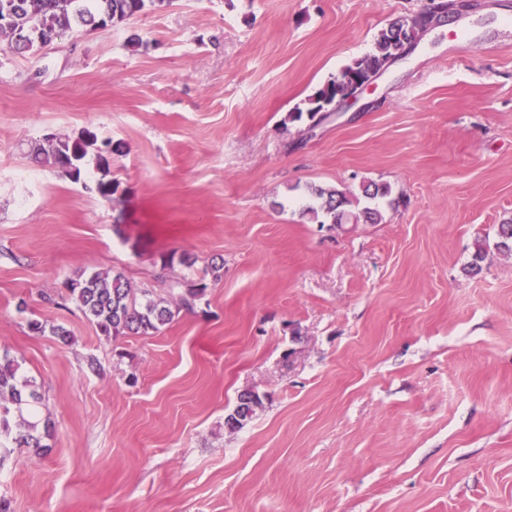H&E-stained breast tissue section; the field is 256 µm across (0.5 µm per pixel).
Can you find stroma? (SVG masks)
I'll return each mask as SVG.
<instances>
[{
    "label": "stroma",
    "mask_w": 512,
    "mask_h": 512,
    "mask_svg": "<svg viewBox=\"0 0 512 512\" xmlns=\"http://www.w3.org/2000/svg\"><path fill=\"white\" fill-rule=\"evenodd\" d=\"M468 2L308 137L287 113L425 0H170L0 45V351L53 426L0 468L11 512H512V254L467 272L512 220V0ZM82 128L117 202L31 157ZM371 182L380 223L303 213ZM214 259L150 335L105 339L64 297L94 271L166 297ZM245 389L262 410L225 428Z\"/></svg>",
    "instance_id": "stroma-1"
}]
</instances>
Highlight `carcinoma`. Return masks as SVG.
<instances>
[{
  "mask_svg": "<svg viewBox=\"0 0 512 512\" xmlns=\"http://www.w3.org/2000/svg\"><path fill=\"white\" fill-rule=\"evenodd\" d=\"M170 0H0V36L7 37L6 47L21 54H32L40 46L36 40L24 42L31 33L42 39L73 31L96 30L103 27V19L112 17V25L127 22ZM398 21L380 31L373 52L353 61L342 70L361 79L372 78L398 52L401 42L396 32ZM336 78H331L307 100L306 109L288 113L285 121H309L308 128L322 120V110L335 103ZM36 155L45 166L59 170L73 180L80 178L88 161H94L101 177L96 183L100 196L116 201L119 184L111 178L112 146L98 138L96 132L83 128L78 133L48 138L36 149ZM305 212L316 221L339 225L343 223L375 224L381 213L375 207H359V200L338 190L318 189ZM496 249L512 254V220L498 225ZM224 277V262L213 261L196 282L186 283L177 296L160 297L149 288L136 289L121 275L94 272L88 276L67 278L62 287L74 300L85 317L106 338L126 335H149L171 323L180 312L194 309L209 285ZM40 395L34 381L19 376L18 362L6 354L0 356V467L9 458L11 449L31 448L38 454L49 448L42 438L51 436V426L37 431L30 418L37 413Z\"/></svg>",
  "mask_w": 512,
  "mask_h": 512,
  "instance_id": "1",
  "label": "carcinoma"
}]
</instances>
